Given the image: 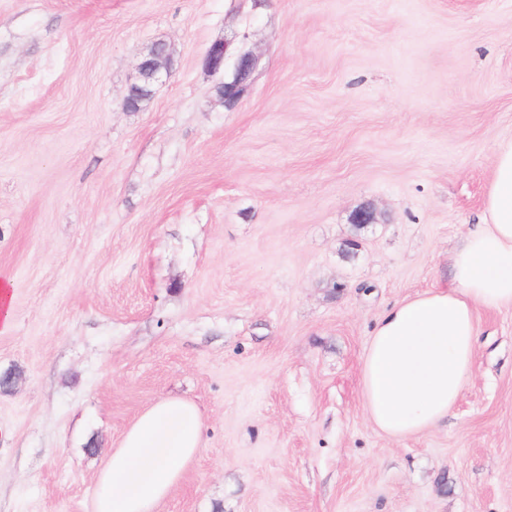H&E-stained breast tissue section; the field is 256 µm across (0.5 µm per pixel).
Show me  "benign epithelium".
Masks as SVG:
<instances>
[{
    "label": "benign epithelium",
    "mask_w": 512,
    "mask_h": 512,
    "mask_svg": "<svg viewBox=\"0 0 512 512\" xmlns=\"http://www.w3.org/2000/svg\"><path fill=\"white\" fill-rule=\"evenodd\" d=\"M235 38L212 43L203 58V67L212 74H223L216 92L227 109L234 108L244 94L257 67V57L250 51L231 53ZM173 55L170 45L156 40L143 53L137 76L124 99V108L138 112L153 94V87L171 77Z\"/></svg>",
    "instance_id": "benign-epithelium-1"
}]
</instances>
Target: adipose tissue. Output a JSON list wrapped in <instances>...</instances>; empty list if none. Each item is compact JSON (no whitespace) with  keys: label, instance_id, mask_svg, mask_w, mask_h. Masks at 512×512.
Listing matches in <instances>:
<instances>
[{"label":"adipose tissue","instance_id":"obj_1","mask_svg":"<svg viewBox=\"0 0 512 512\" xmlns=\"http://www.w3.org/2000/svg\"><path fill=\"white\" fill-rule=\"evenodd\" d=\"M512 308V139L501 141L481 224L450 256L446 285L397 302L365 349L361 393L375 427L400 439L437 426L460 399L474 359L478 310ZM198 408L149 406L102 467L92 512H155L202 450Z\"/></svg>","mask_w":512,"mask_h":512}]
</instances>
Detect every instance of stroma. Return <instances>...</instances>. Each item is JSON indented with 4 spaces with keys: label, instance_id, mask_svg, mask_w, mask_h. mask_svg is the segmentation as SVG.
<instances>
[{
    "label": "stroma",
    "instance_id": "35a3bbf8",
    "mask_svg": "<svg viewBox=\"0 0 512 512\" xmlns=\"http://www.w3.org/2000/svg\"><path fill=\"white\" fill-rule=\"evenodd\" d=\"M237 32L258 65L228 109L202 61ZM160 38L173 74L125 111ZM505 138L512 0H0V512H92L168 397L203 449L156 512H512V309L479 311L435 428L387 438L361 397ZM13 326V306L11 284L0 282V334L7 333Z\"/></svg>",
    "mask_w": 512,
    "mask_h": 512
}]
</instances>
